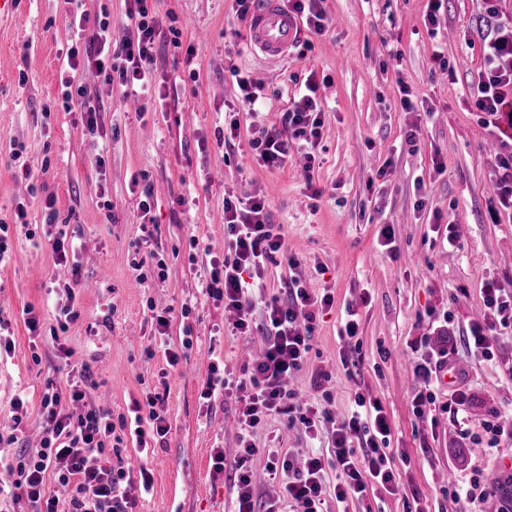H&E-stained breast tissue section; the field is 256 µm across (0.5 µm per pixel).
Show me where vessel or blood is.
<instances>
[{"mask_svg":"<svg viewBox=\"0 0 512 512\" xmlns=\"http://www.w3.org/2000/svg\"><path fill=\"white\" fill-rule=\"evenodd\" d=\"M300 27L286 0H258L249 24L248 45L271 61L287 58L298 40Z\"/></svg>","mask_w":512,"mask_h":512,"instance_id":"b4317fda","label":"vessel or blood"}]
</instances>
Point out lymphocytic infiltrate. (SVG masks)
<instances>
[{"instance_id": "lymphocytic-infiltrate-1", "label": "lymphocytic infiltrate", "mask_w": 512, "mask_h": 512, "mask_svg": "<svg viewBox=\"0 0 512 512\" xmlns=\"http://www.w3.org/2000/svg\"><path fill=\"white\" fill-rule=\"evenodd\" d=\"M132 27L117 43L111 42L109 25L80 15L78 31H89L82 46L69 48L66 57L71 70H93L106 83L129 88L147 86L155 79L154 62L158 33L150 15L149 0H126ZM500 0H483L487 33L481 47L482 67L470 96L476 111L487 114L489 122L501 134L512 132V68L504 59H512V28L506 26ZM303 88L293 97L282 116L280 128L259 129L251 146L260 166L275 171L288 163L292 143L315 146L322 137L323 109L318 97L315 73H308ZM225 239L222 256L210 261V276L204 290L209 298L221 302L225 310L236 312L233 328L239 335L252 331L249 281L261 276L267 262L284 252V225L273 223L263 197L246 203L224 204ZM485 312L472 325L466 338L471 354L492 357L499 345L498 325L512 321V290L495 281L482 288ZM330 294L318 295L293 283L286 299L272 298L265 317L266 347L262 359L244 367L241 374L221 370L212 364L200 397L215 404L232 390L250 388L248 398L238 409L240 448L233 472L236 512H257L253 461L265 458L268 476L287 473L284 495L302 501L306 512H323L327 490L323 480L326 469L337 472L334 490L337 501L362 497L369 482L394 490L396 475L388 451L390 426L378 400L356 394L355 408L336 426L335 446L329 457L308 458L303 469L256 447L253 430L262 418L284 414L289 426L314 428L317 415L291 407L288 380L299 372L311 349L316 314L332 307ZM64 396L45 393L42 408L45 422L41 444L34 452H21L12 469L10 493L24 502L30 512H58L66 503L67 512H135L137 494L149 490L147 469L132 473L122 455L124 442L110 419L109 412L90 409L80 414L66 410ZM159 395H147L135 404L130 431L137 444L165 438L166 420L161 413ZM57 484L66 493L58 500L49 490Z\"/></svg>"}]
</instances>
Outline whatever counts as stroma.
Masks as SVG:
<instances>
[{
    "mask_svg": "<svg viewBox=\"0 0 512 512\" xmlns=\"http://www.w3.org/2000/svg\"><path fill=\"white\" fill-rule=\"evenodd\" d=\"M161 34L156 55L158 94L124 100L117 85L96 72L102 112L88 132L76 102L66 100L71 72L65 54L76 42V14L109 24L121 40L128 24L125 0H19L16 18L0 24V225L8 250L0 258V335L11 343L0 355V425L10 426L12 403L22 400L18 442L0 453V478L10 479L15 448L35 449L44 427L47 387L65 390L69 375L89 368L83 401L70 404L128 417L146 393L160 394L169 432L162 446L141 451L125 439L132 468L152 477L137 512H233L227 471L239 451L234 398L207 407L200 389L211 365L237 373L261 357L260 337L233 335L222 303L202 292L213 255L224 250V204L258 193L275 223L286 225L287 255L267 264L253 292L252 318L261 322L271 296H284L293 273L304 288L330 293L331 309L318 314L312 348L289 382L296 401L330 411L313 431L289 427L272 415L255 429L256 447L277 451L295 468L334 446L335 419L355 394L379 399L391 429L389 448L397 488L374 485L363 497L336 501L335 470L324 480L326 512H460L449 482L482 475L494 488L480 512L512 505V449L474 450L485 425L512 412V324L498 327L493 358L471 356L464 338L481 319V288L495 280L512 286V218L491 223L493 155L499 133L484 122L467 94L478 79L482 0H444L436 25L427 0H326L327 30L307 52L290 48L270 63L237 33L230 0H152ZM442 53L453 78L443 79L433 57ZM260 82L259 114L244 110L229 66ZM315 70L324 136L313 185H306L302 154L281 170L259 166L249 145L253 125L281 124L294 77ZM413 90L417 109L402 110L398 84ZM237 114L240 136L224 143V116ZM419 132L416 148L404 143ZM109 152L104 165L94 157ZM29 179H22V172ZM143 184H134V176ZM151 211L142 214L143 188ZM320 197H312V189ZM73 235L78 276L72 287L54 277L47 242L48 207ZM25 218H18V211ZM391 226L397 253L379 244ZM156 251L164 277L141 285L131 262ZM301 263L289 269L288 258ZM358 303V342L340 338L345 302ZM77 316L59 328L62 307ZM188 314H181L182 306ZM172 308L158 332L152 307ZM39 320L25 323V309ZM190 341L177 365L165 345ZM354 363H346V352ZM462 365L465 393L458 413L445 412L452 392L437 388L434 423L419 419L411 397L416 362ZM224 452V472L212 467Z\"/></svg>",
    "mask_w": 512,
    "mask_h": 512,
    "instance_id": "obj_1",
    "label": "stroma"
}]
</instances>
